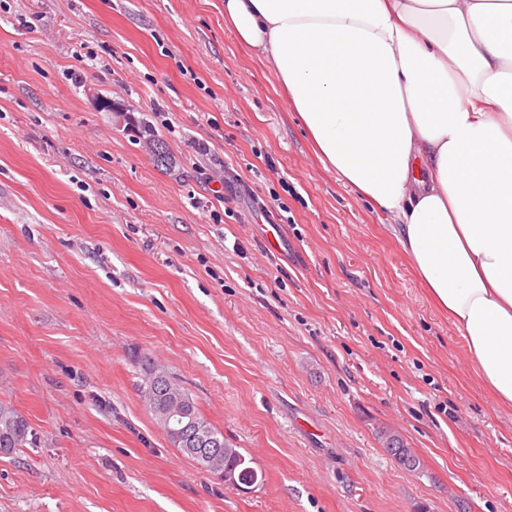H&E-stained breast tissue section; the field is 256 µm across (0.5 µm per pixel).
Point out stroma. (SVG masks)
I'll return each mask as SVG.
<instances>
[{
    "label": "stroma",
    "mask_w": 512,
    "mask_h": 512,
    "mask_svg": "<svg viewBox=\"0 0 512 512\" xmlns=\"http://www.w3.org/2000/svg\"><path fill=\"white\" fill-rule=\"evenodd\" d=\"M388 222L323 167L224 0H0V400L41 436L0 456V512H512V407ZM145 356L261 480L171 445ZM384 447L386 452L392 456L400 466L408 471H416L420 465L419 458L409 448L404 440L396 432L386 430L384 433Z\"/></svg>",
    "instance_id": "1"
}]
</instances>
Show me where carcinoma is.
I'll return each instance as SVG.
<instances>
[{
	"instance_id": "obj_1",
	"label": "carcinoma",
	"mask_w": 512,
	"mask_h": 512,
	"mask_svg": "<svg viewBox=\"0 0 512 512\" xmlns=\"http://www.w3.org/2000/svg\"><path fill=\"white\" fill-rule=\"evenodd\" d=\"M142 133L146 142L155 146L160 154L154 155L160 166L168 164L169 155L163 143L157 138L148 123L142 124ZM146 375L140 384V393L149 412L156 422L167 431L170 443L193 459L201 469L218 475L227 474L235 479L233 485H253L258 481V472L250 466V461L233 447L224 434L214 428L201 414L195 400L189 392L178 385L164 369L156 366L150 358H144ZM178 404L184 410L187 420L192 422L185 434L175 435L168 432L171 425L169 407ZM208 441L211 452L200 455L195 449L201 442ZM41 439L27 419L10 403L0 401V455H11L21 448H37ZM384 447L400 466L415 471L420 465L419 458L409 448L402 437L393 431H385Z\"/></svg>"
}]
</instances>
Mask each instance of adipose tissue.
I'll return each instance as SVG.
<instances>
[{"label":"adipose tissue","mask_w":512,"mask_h":512,"mask_svg":"<svg viewBox=\"0 0 512 512\" xmlns=\"http://www.w3.org/2000/svg\"><path fill=\"white\" fill-rule=\"evenodd\" d=\"M512 406V0H224Z\"/></svg>","instance_id":"1"}]
</instances>
